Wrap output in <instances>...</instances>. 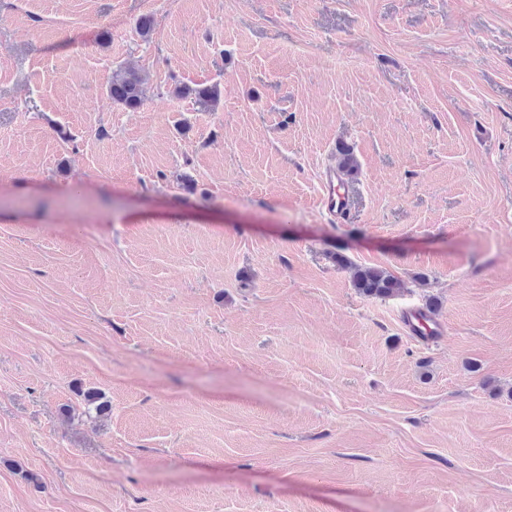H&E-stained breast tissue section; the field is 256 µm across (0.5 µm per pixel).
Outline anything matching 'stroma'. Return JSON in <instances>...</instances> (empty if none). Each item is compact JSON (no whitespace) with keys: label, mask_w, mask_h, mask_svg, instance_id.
Segmentation results:
<instances>
[{"label":"stroma","mask_w":512,"mask_h":512,"mask_svg":"<svg viewBox=\"0 0 512 512\" xmlns=\"http://www.w3.org/2000/svg\"><path fill=\"white\" fill-rule=\"evenodd\" d=\"M0 512H512V0H0ZM108 96L113 102L126 108L139 107L144 97L142 77L131 69H117L113 72ZM318 203L322 211L336 222H345L350 215V193L335 169H329L321 178ZM353 285L368 298H387L400 288V282L386 269L355 267ZM401 323L403 328L411 336H418L417 327H424L426 330L434 331L436 336H443L446 332V327L443 323L439 322L435 317H431L422 307H410L403 311L401 316Z\"/></svg>","instance_id":"35a3bbf8"}]
</instances>
